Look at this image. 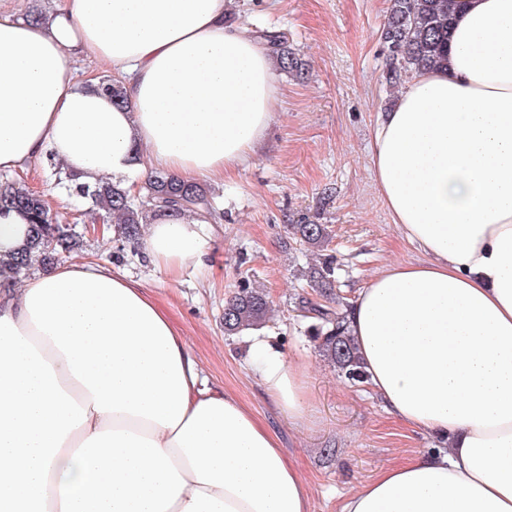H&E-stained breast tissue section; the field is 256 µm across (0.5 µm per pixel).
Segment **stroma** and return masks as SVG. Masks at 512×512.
I'll use <instances>...</instances> for the list:
<instances>
[{
    "label": "stroma",
    "mask_w": 512,
    "mask_h": 512,
    "mask_svg": "<svg viewBox=\"0 0 512 512\" xmlns=\"http://www.w3.org/2000/svg\"><path fill=\"white\" fill-rule=\"evenodd\" d=\"M390 7V0H226L230 26L281 33L305 71L278 72L275 117L252 159L233 180L206 181L216 200L207 254L179 278L161 275L143 245L119 241L112 220L90 211L60 163L43 159L9 175L43 192L57 223L103 225L65 261L82 259L148 288L185 337L208 389L235 395L296 458L313 512H337L343 495L383 467L447 445L393 420L368 385L340 377L320 356L314 321L299 306L313 295L306 275L320 254L334 261L335 289L324 304L337 313L386 265L420 258L391 223L370 170L374 127L400 91L382 78ZM307 222L326 225L324 252L292 240L291 226ZM247 282L266 291L272 308L256 333L307 367L304 419L288 417L252 373L256 333L224 332V304Z\"/></svg>",
    "instance_id": "obj_1"
}]
</instances>
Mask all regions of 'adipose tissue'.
<instances>
[{"label": "adipose tissue", "mask_w": 512, "mask_h": 512, "mask_svg": "<svg viewBox=\"0 0 512 512\" xmlns=\"http://www.w3.org/2000/svg\"><path fill=\"white\" fill-rule=\"evenodd\" d=\"M448 68L414 74L373 134L374 184L421 260L383 268L344 323L388 413L447 450L384 467L338 512H512V0H465ZM124 79L115 105L75 62ZM277 103L271 56L224 0L0 10V170L52 152L93 184L228 179ZM169 278L207 251L193 213L145 237ZM252 370L299 419L306 371L264 337ZM203 371L146 288L86 261L0 292V512H312L274 433Z\"/></svg>", "instance_id": "ef3b65f1"}]
</instances>
